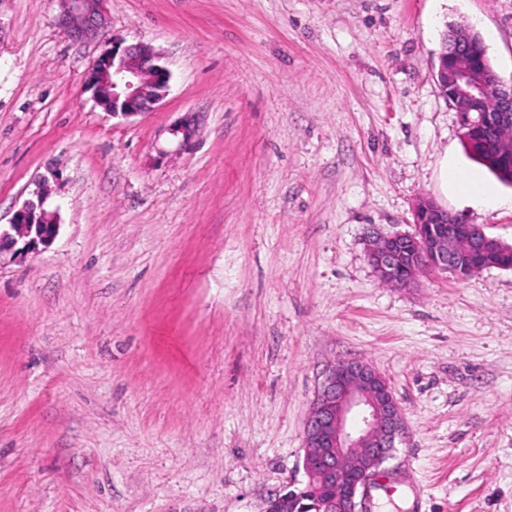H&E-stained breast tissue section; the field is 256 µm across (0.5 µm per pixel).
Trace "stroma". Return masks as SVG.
<instances>
[{"mask_svg":"<svg viewBox=\"0 0 512 512\" xmlns=\"http://www.w3.org/2000/svg\"><path fill=\"white\" fill-rule=\"evenodd\" d=\"M0 0V225L47 181L60 230L0 259V512H265L304 482L325 371L363 360L405 434L370 512H512V270L382 284L369 231L422 197L512 244L440 91L447 26L512 83V0ZM172 74L112 116L84 80L113 38ZM195 125L190 141L175 127ZM59 1L62 10L58 16V23L72 39L91 40L104 28L107 18L103 0ZM448 170L454 171L452 163L446 161L444 177L451 190L462 194L472 203L482 206L486 209L512 208V197H502L492 187L487 185L481 176L474 172H469L462 178H451L448 180Z\"/></svg>","mask_w":512,"mask_h":512,"instance_id":"stroma-1","label":"stroma"}]
</instances>
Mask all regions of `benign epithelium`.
<instances>
[{
    "label": "benign epithelium",
    "mask_w": 512,
    "mask_h": 512,
    "mask_svg": "<svg viewBox=\"0 0 512 512\" xmlns=\"http://www.w3.org/2000/svg\"><path fill=\"white\" fill-rule=\"evenodd\" d=\"M58 23L69 37L91 40L104 28L103 0H60ZM171 72L160 55L141 43L112 41L97 59L88 87L98 94L105 85L112 94V115L131 117L151 111L166 95ZM437 83L451 90L448 101H462L478 114L469 130L512 127V85L490 75L465 50L440 61ZM48 195L34 192L0 227V256L15 259L50 247L58 236V211L46 208ZM479 238V252L468 257L473 274L487 268L512 269V245L488 236L478 224L439 207L429 199L415 206L413 232L372 237L367 258L383 282L396 287L415 284L423 275L453 271L459 262L458 240ZM404 434L402 409L386 377L361 360L340 361L328 370L305 424L303 470L305 490L323 482L336 485V495L314 507L325 512H367L365 491L375 472L391 456ZM300 496L284 491L268 500L265 512H303Z\"/></svg>",
    "instance_id": "1"
}]
</instances>
